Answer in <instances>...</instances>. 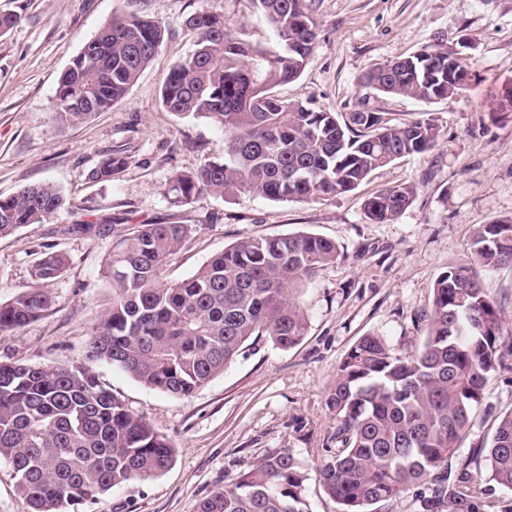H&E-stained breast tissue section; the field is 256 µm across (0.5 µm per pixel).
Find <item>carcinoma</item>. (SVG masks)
I'll use <instances>...</instances> for the list:
<instances>
[{
  "label": "carcinoma",
  "mask_w": 512,
  "mask_h": 512,
  "mask_svg": "<svg viewBox=\"0 0 512 512\" xmlns=\"http://www.w3.org/2000/svg\"><path fill=\"white\" fill-rule=\"evenodd\" d=\"M263 17L265 40L224 15L202 9L186 26L196 48L171 67L162 106L182 118H207L224 128V157L178 174L172 191L182 204L204 194L241 192L276 201L320 200L351 192L390 163L435 147L432 123L394 122L363 109L338 117L279 97L272 89L303 72L318 38L309 0H246ZM166 27L131 13L88 40L60 75L57 120L83 123L120 100L148 67ZM468 71L435 41L406 58L371 69L362 80L390 95L447 99L464 88ZM125 165L107 155L88 174L110 182ZM414 187L384 189L365 202L368 219L395 220ZM66 205L50 182L0 198V237L42 224ZM187 225L141 224L116 241L102 275L112 304L93 328L83 361L62 366L0 361V462L32 512H79L113 488L167 469V440L131 414L99 380L106 362L145 387L180 398L222 374L250 339L268 336L283 349L307 330L295 298L317 270L336 260V243L312 233L243 238L179 281L162 270ZM67 257L47 252L32 270L36 287L0 305V331L21 328L52 304L47 291L66 271ZM512 267V218L480 225L471 263L442 273L433 287L423 347L406 356L384 338L361 337L339 363L327 406L338 421L341 448L319 469L325 491L343 512H367L423 482L434 498L467 501L452 475L459 441L483 400L503 341L496 302L480 271ZM489 481L512 489V412L502 415L487 447ZM307 475L280 452L212 492L197 512H309Z\"/></svg>",
  "instance_id": "1"
}]
</instances>
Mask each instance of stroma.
I'll return each mask as SVG.
<instances>
[{
    "instance_id": "35a3bbf8",
    "label": "stroma",
    "mask_w": 512,
    "mask_h": 512,
    "mask_svg": "<svg viewBox=\"0 0 512 512\" xmlns=\"http://www.w3.org/2000/svg\"><path fill=\"white\" fill-rule=\"evenodd\" d=\"M244 0H0L19 22L0 36V197L50 181L67 204L47 223L0 238V303L31 287L30 270L47 251L69 258L49 288L50 308L22 328L0 332V361L31 365L80 362L93 327L112 301L101 268L121 235L137 225L178 222L188 233L164 275L195 273L246 237L309 232L333 240L335 262L297 294L308 328L290 349L258 337L192 397L148 389L101 363V382L163 435L173 465L157 477L112 489L84 512H197L200 501L267 456L288 451L307 476L310 512H343L318 470L337 449L336 419L326 405L336 369L367 334L399 354L417 352L426 334L435 281L466 263L479 225L512 217V0H312L319 37L309 62L280 96L334 113L367 108L395 121L429 120L433 150L377 170L356 190L317 201H273L248 192L203 195L175 203L171 180L223 156L224 131L204 118L167 112L159 98L172 64L190 53L186 19L222 13L230 28L266 25ZM137 13L161 21L168 35L149 67L112 109L76 126L60 125L54 96L60 74L112 19ZM469 41L460 57L467 86L448 99L420 101L382 94L361 81L378 63L400 59L434 37ZM127 161L112 181L87 178L102 155ZM416 189L394 221H370L365 200L399 184ZM94 222L90 232L69 225ZM502 313L500 363L462 437L458 461L478 472L468 493L480 512H512V490L491 486L484 446L498 418L512 411V268L483 273ZM430 484L410 487L370 512H457L430 504Z\"/></svg>"
}]
</instances>
